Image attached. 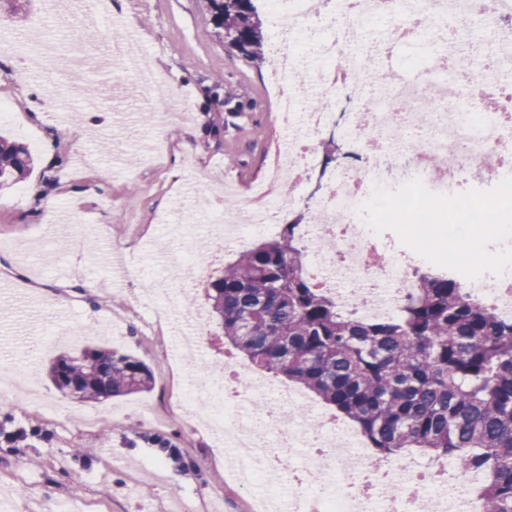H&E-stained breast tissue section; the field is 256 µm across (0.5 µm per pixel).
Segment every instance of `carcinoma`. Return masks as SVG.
Returning <instances> with one entry per match:
<instances>
[{
	"mask_svg": "<svg viewBox=\"0 0 512 512\" xmlns=\"http://www.w3.org/2000/svg\"><path fill=\"white\" fill-rule=\"evenodd\" d=\"M215 28L243 59L264 55L253 0H210ZM27 149L0 135V190L31 169ZM298 225L256 244L212 281L224 338L258 367L314 393L354 423L381 458L431 450L483 476L484 504L512 512V320L446 272L415 269L399 313L366 319L337 308L306 274ZM57 389L84 402L150 389L136 356L102 346L55 357Z\"/></svg>",
	"mask_w": 512,
	"mask_h": 512,
	"instance_id": "carcinoma-1",
	"label": "carcinoma"
}]
</instances>
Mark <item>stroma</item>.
<instances>
[{
    "label": "stroma",
    "instance_id": "35a3bbf8",
    "mask_svg": "<svg viewBox=\"0 0 512 512\" xmlns=\"http://www.w3.org/2000/svg\"><path fill=\"white\" fill-rule=\"evenodd\" d=\"M59 42L78 41L97 50L115 32L134 28L143 37L146 67L161 73L184 94L189 119L141 114L128 123L118 85L136 83L122 69L69 68L80 91L73 117L59 124L47 107L54 83L38 56L18 62L0 43V100L15 110L5 132L28 147L31 173L0 190V280H12L45 299L38 321L40 350L29 347L32 333L16 326L0 343V369L33 370L35 390L20 391L10 373L0 376V427H22L28 438L0 440V512H57L70 501L85 512H253L265 487L235 483L225 450L200 414L181 407L199 364L223 367L231 352L221 326L200 328L203 347H183L170 322L148 316L141 306L169 275L181 252L169 228L186 227L199 269L185 293L198 309H209L207 288L238 253H217L207 216L194 210L195 185L183 170L195 155L203 182L213 196L225 186L244 189L266 174L275 145L285 137L269 91L268 65H254L230 52L213 23L210 0H106L97 22L43 17L42 0H0V29L27 34L36 22ZM447 49L420 35L394 50L389 73L415 80L425 71L461 79L466 69L445 65ZM224 106L213 102V94ZM199 135L185 139V128ZM54 163H47V155ZM42 189L55 209L78 210V221L45 224L31 204ZM95 236L116 252L122 267H97L72 279L58 267L76 262L73 232ZM117 348L152 370L149 391L80 403L59 392L47 375L50 358L80 352L87 343ZM55 407L43 414L42 403ZM172 447L159 457L156 439Z\"/></svg>",
    "mask_w": 512,
    "mask_h": 512
}]
</instances>
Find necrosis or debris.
<instances>
[{
  "instance_id": "necrosis-or-debris-1",
  "label": "necrosis or debris",
  "mask_w": 512,
  "mask_h": 512,
  "mask_svg": "<svg viewBox=\"0 0 512 512\" xmlns=\"http://www.w3.org/2000/svg\"><path fill=\"white\" fill-rule=\"evenodd\" d=\"M401 10V0H348L343 22L323 13L319 25L329 36L319 46L323 62L312 70L308 88L320 91L323 102L305 109L300 103L306 90L291 80L297 61L288 42L307 25V0H290L275 13L269 53L277 74L278 120L287 133V145L277 153L271 172L251 184L243 212L215 206L208 190H197L199 209L216 215L224 226L225 249L243 247L254 233L272 232L277 214L301 200L299 193L308 179L324 174L315 151L321 137L330 133L341 138L351 162L326 174L321 194L304 199L322 222L303 225L300 237L318 283L342 311L367 318L396 315L411 287L407 255L373 233L358 210L374 183L393 189L417 177L439 181L448 192L458 193L471 188L473 180L491 188L512 175V122L497 112L444 108L453 93L480 99L478 77L449 91L425 79L389 84L378 71L364 77L355 73L344 51L357 44L366 17ZM511 18L512 0H499L492 14L485 0H418L412 25L416 33L449 46L456 42L460 27L477 23L510 37L512 28L505 22ZM423 101L431 104V111H418ZM464 286L474 298L512 319V269L499 277L487 273L465 280ZM235 378L231 390L224 373L197 378L193 402L223 432L236 477L244 486H255L260 478L271 480L274 474L268 465V433L280 436L283 468L292 469L290 449H305L304 467L293 469L288 489L275 491L276 500L287 501L288 512H482L479 474H459L446 461L374 459L343 423L322 416L311 424L303 421L310 408L295 389H275L263 409L261 427H245L237 408L263 384L243 367Z\"/></svg>"
}]
</instances>
